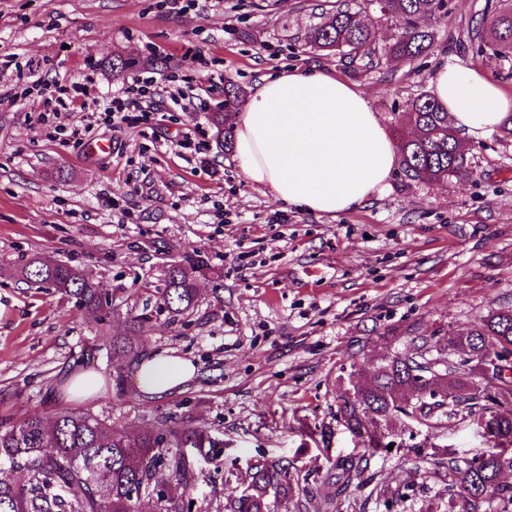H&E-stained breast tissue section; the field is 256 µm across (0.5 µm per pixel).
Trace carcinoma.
Segmentation results:
<instances>
[{
  "mask_svg": "<svg viewBox=\"0 0 512 512\" xmlns=\"http://www.w3.org/2000/svg\"><path fill=\"white\" fill-rule=\"evenodd\" d=\"M374 0H338L336 11L313 26L305 45L364 67L382 59L412 62L435 43L434 23L450 11V0H383L379 11L400 20L399 33L382 48L364 16ZM472 53L483 60L511 64L500 52L512 48V0H485L481 17L468 32ZM245 101L241 86H224V111L211 115L231 149L234 120ZM399 121L413 128L399 140L400 165L413 181L459 180L471 174L469 149L452 127L448 112L435 96L418 94ZM207 268L202 255L184 253L170 265L160 298L172 313L190 309L196 301V274ZM19 280L37 288H52L76 299L88 311L107 305L93 273L86 267L33 254L16 268ZM383 340H401V351L378 355L359 374L360 390L341 396L339 413L346 429L375 453L384 447L383 433L399 431L401 421L426 425L436 415L475 422L492 449L460 458L445 453L440 465L448 477L447 512H482L491 498L512 506V485L502 481L512 472V306H501L448 339L447 356L428 357L433 336L402 338L391 331ZM448 392L451 401L439 394ZM221 455L207 432L189 423L161 417L156 425L132 435L89 411L66 408L51 420L28 416L0 430V463L10 464L15 482L0 485V512H138L140 492L157 497L156 512H192L191 488L199 461ZM251 481L229 495L228 512H270L269 498H288L298 479L290 463L254 465ZM365 455L336 461L326 481L333 498L362 482Z\"/></svg>",
  "mask_w": 512,
  "mask_h": 512,
  "instance_id": "1",
  "label": "carcinoma"
}]
</instances>
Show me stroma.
<instances>
[{
	"instance_id": "stroma-1",
	"label": "stroma",
	"mask_w": 512,
	"mask_h": 512,
	"mask_svg": "<svg viewBox=\"0 0 512 512\" xmlns=\"http://www.w3.org/2000/svg\"><path fill=\"white\" fill-rule=\"evenodd\" d=\"M156 2L0 0V54L46 80L88 81L100 101L145 76L163 86L175 74L189 100L152 131L99 128L112 152L95 156L32 122L36 91L0 72V95L19 92L24 103H0V423L53 417L67 405V375L88 369L101 386L78 408L132 433L169 415L223 443L220 461L200 466L194 512H225L254 464L283 460L299 484L275 512H445L439 450L469 457L488 447L467 420L407 421L393 449L370 456L364 483L328 500L327 475L356 451L338 414L341 379L377 356L387 330L437 336L444 350L449 336L512 304V138L469 141L467 179L417 182L397 169L384 191L332 216L279 204L249 183L210 116L223 111L227 82L251 93L265 75L295 67L366 91L394 141L411 133L395 116L430 89L438 62L481 70L512 97V76L458 47L484 0H453L427 56L376 69L306 46L336 0H211L206 13L180 15ZM118 57L128 68H114ZM193 130L204 135L202 152L182 146ZM193 251L208 267L195 305L176 315L159 294L170 264ZM34 253L91 269L107 320L17 281L14 265ZM136 315L144 322L132 334ZM126 334L141 357L189 359L194 375L161 398L139 392L136 360L112 352L113 337Z\"/></svg>"
}]
</instances>
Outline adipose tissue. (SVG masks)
Here are the masks:
<instances>
[{"label":"adipose tissue","instance_id":"adipose-tissue-1","mask_svg":"<svg viewBox=\"0 0 512 512\" xmlns=\"http://www.w3.org/2000/svg\"><path fill=\"white\" fill-rule=\"evenodd\" d=\"M434 94L455 128L477 140L493 132L512 98L481 71L436 65ZM235 158L245 179L278 202L333 215L383 191L396 154L363 90L323 69L265 76L237 116ZM194 364L154 354L139 361L135 381L151 396L170 394Z\"/></svg>","mask_w":512,"mask_h":512}]
</instances>
